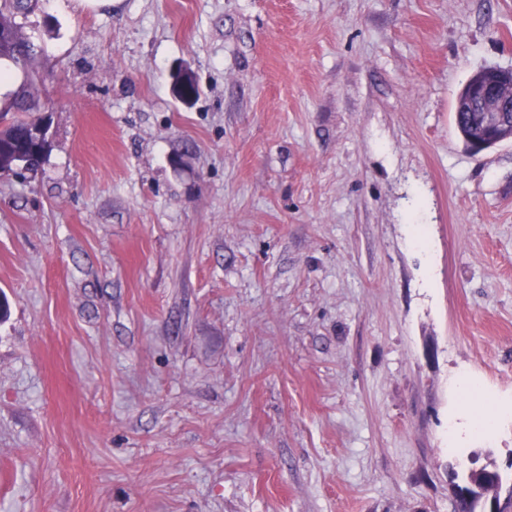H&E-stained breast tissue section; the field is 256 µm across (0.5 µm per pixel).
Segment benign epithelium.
Listing matches in <instances>:
<instances>
[{"label":"benign epithelium","instance_id":"7a95c632","mask_svg":"<svg viewBox=\"0 0 512 512\" xmlns=\"http://www.w3.org/2000/svg\"><path fill=\"white\" fill-rule=\"evenodd\" d=\"M196 79L192 71L179 70L178 88L182 102L193 101L191 88ZM457 112L484 113L486 131L470 139V148L480 152L512 139V70H497L490 76L483 70L472 74L455 100Z\"/></svg>","mask_w":512,"mask_h":512}]
</instances>
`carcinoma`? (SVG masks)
<instances>
[{"mask_svg":"<svg viewBox=\"0 0 512 512\" xmlns=\"http://www.w3.org/2000/svg\"><path fill=\"white\" fill-rule=\"evenodd\" d=\"M38 0H0V61H8L24 71L34 60L33 46L26 40L17 23L18 16L31 13ZM42 111L37 97L35 81L28 78L20 90L4 104H0V170L10 171L20 162V154L24 150L21 131L36 121H41L37 113ZM481 120L479 112H457L454 123L458 133L469 134L473 125ZM459 472L455 477L461 481L472 478L479 489L465 487V495L456 503L455 512H479L486 509L483 492L496 489L503 484L502 475L492 472L487 466L472 467V462H457Z\"/></svg>","mask_w":512,"mask_h":512,"instance_id":"1","label":"carcinoma"}]
</instances>
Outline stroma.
Instances as JSON below:
<instances>
[{
    "label": "stroma",
    "instance_id": "stroma-1",
    "mask_svg": "<svg viewBox=\"0 0 512 512\" xmlns=\"http://www.w3.org/2000/svg\"><path fill=\"white\" fill-rule=\"evenodd\" d=\"M21 25L50 131L0 178V512H454L460 456L512 484V140L453 120L512 69V0ZM461 369L493 440L448 438Z\"/></svg>",
    "mask_w": 512,
    "mask_h": 512
}]
</instances>
